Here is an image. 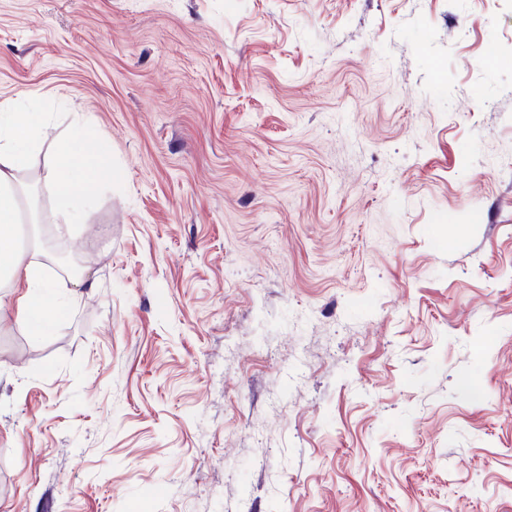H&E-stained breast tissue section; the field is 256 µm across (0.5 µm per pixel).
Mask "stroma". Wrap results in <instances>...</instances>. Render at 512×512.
<instances>
[{"label": "stroma", "instance_id": "obj_1", "mask_svg": "<svg viewBox=\"0 0 512 512\" xmlns=\"http://www.w3.org/2000/svg\"><path fill=\"white\" fill-rule=\"evenodd\" d=\"M6 101L88 285L0 331V512H512V0H0ZM84 139L65 140L54 146V161L42 176L43 187L59 201L62 224H80L93 190L103 180L107 155L100 151L89 160L81 156Z\"/></svg>", "mask_w": 512, "mask_h": 512}]
</instances>
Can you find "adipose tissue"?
<instances>
[{
	"mask_svg": "<svg viewBox=\"0 0 512 512\" xmlns=\"http://www.w3.org/2000/svg\"><path fill=\"white\" fill-rule=\"evenodd\" d=\"M45 121V113L21 112L12 104H0V277L12 287L26 289L14 300L0 297V323L29 329L48 328L50 320L46 307L34 301L36 290L45 285L41 268L30 260L28 249L17 243L20 206L16 186L18 173L30 166L38 150V134ZM106 170L105 153L85 160L80 141L65 140L55 145L54 161L42 182L45 191L59 201L62 223L82 222Z\"/></svg>",
	"mask_w": 512,
	"mask_h": 512,
	"instance_id": "ef3b65f1",
	"label": "adipose tissue"
}]
</instances>
